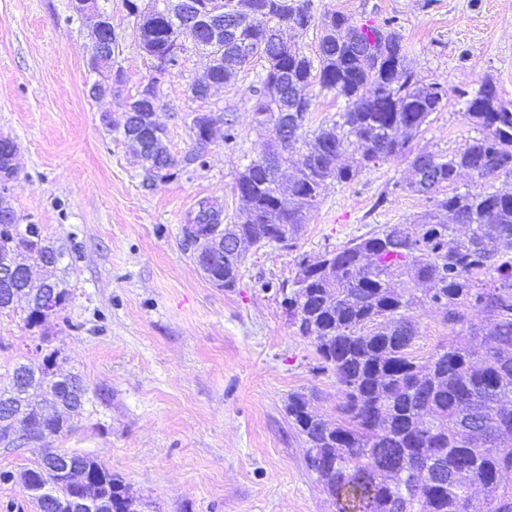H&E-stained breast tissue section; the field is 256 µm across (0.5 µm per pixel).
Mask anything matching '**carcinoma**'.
Instances as JSON below:
<instances>
[{"label":"carcinoma","mask_w":512,"mask_h":512,"mask_svg":"<svg viewBox=\"0 0 512 512\" xmlns=\"http://www.w3.org/2000/svg\"><path fill=\"white\" fill-rule=\"evenodd\" d=\"M242 6L253 22L224 39L222 50L194 26L174 32L205 54L223 52L217 77L226 85L245 66L261 67L253 93L262 149L236 180L246 208L237 223L224 225V262L212 265L209 279L234 287L242 263L236 243L293 240L329 185H350L380 162L404 159L405 188L431 203L410 222L302 256L291 288L280 289L292 324L313 342L319 370L335 378L339 393L334 423L313 411L304 394L288 396V420L316 449L307 454L308 469L336 512H512V107L482 90L487 81L474 91L455 87L475 135L451 151L415 152L411 140L448 100V88L416 78L396 17L357 26L340 11L316 16L312 0H242ZM175 23L161 16L136 34L163 59ZM312 30L313 57L297 45ZM317 92L344 106L311 131L312 102L304 97ZM271 124L288 126V146L272 139ZM193 136L187 157L167 154L147 174L173 178L183 163H204V131ZM301 139L305 151L296 158ZM354 144L358 156L341 162ZM16 151V142L1 135L6 181L15 176L9 156ZM290 165L288 192H279ZM463 173L472 179L465 189L458 185ZM220 223L222 210L204 199L186 231L198 238ZM6 252L33 267L65 257L63 248L38 245L22 232L0 238V254ZM49 290L61 310L69 291L55 279L0 287V313L15 311L14 297L25 296L23 321L37 326ZM426 304L454 341L423 365L415 355L414 313ZM57 356L53 350L27 359L14 368L10 386L0 388V402L16 398L22 374L29 390L45 391L41 401L25 404L16 423L53 434L61 409L82 414L86 392L71 397L45 377ZM63 458L64 451L47 448L36 468L62 466ZM71 461L88 469L85 496L111 500L112 512H131L136 496L120 476L88 455L73 453Z\"/></svg>","instance_id":"carcinoma-1"}]
</instances>
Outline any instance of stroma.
<instances>
[{"instance_id":"35a3bbf8","label":"stroma","mask_w":512,"mask_h":512,"mask_svg":"<svg viewBox=\"0 0 512 512\" xmlns=\"http://www.w3.org/2000/svg\"><path fill=\"white\" fill-rule=\"evenodd\" d=\"M116 40L119 94L109 104L84 86L91 39L69 0H0V135L17 145L16 175L1 192L24 223L79 256L59 275L70 299L49 321L25 327L0 314V385L37 350L59 351L91 398L70 430L50 445L86 454L118 474L153 512H336L306 464V445L285 406L293 392L315 393L335 418L336 383L318 372L312 341L299 336L281 304L302 255L401 224L430 208L399 189L406 162L364 170L330 186L298 239L247 248L234 287L215 285L195 262L185 229L199 200L234 223L243 207L236 178L257 158L251 89L256 69L200 100L190 92L206 59L188 50L157 89L155 118L176 159L194 146L191 119L228 116L236 138L216 139L205 165L171 179H147L120 132L127 98L154 74L126 0H99ZM355 21L398 17L418 78L448 87L494 83L512 100V0H314ZM465 106L449 96L413 149L448 151L472 135ZM417 357L427 360L451 335L437 310L415 312Z\"/></svg>"}]
</instances>
